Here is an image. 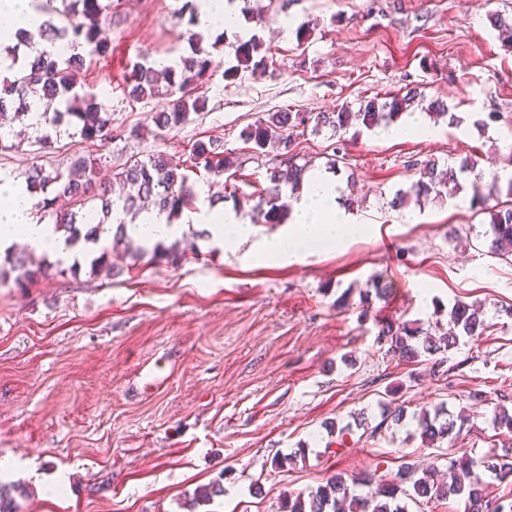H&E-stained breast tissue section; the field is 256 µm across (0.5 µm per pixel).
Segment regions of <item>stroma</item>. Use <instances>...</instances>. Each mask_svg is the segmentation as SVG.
<instances>
[{
  "instance_id": "stroma-1",
  "label": "stroma",
  "mask_w": 512,
  "mask_h": 512,
  "mask_svg": "<svg viewBox=\"0 0 512 512\" xmlns=\"http://www.w3.org/2000/svg\"><path fill=\"white\" fill-rule=\"evenodd\" d=\"M185 3L120 0L104 18L112 53L77 81L110 107L111 140L63 133L42 150L17 121L0 174L35 164L64 171L82 157L97 161L103 182L130 160L181 162L197 140L218 138L243 157L233 182L249 194L266 169L249 161L242 133L266 112L356 109L409 85L451 112L499 119L485 132L443 119L430 139L347 136L349 166L336 180L368 230L301 262L251 257L280 225L256 222L251 241L231 252L187 224L192 248L176 266L132 261L120 244L116 276L84 258L30 288L0 286V482L29 489L22 512H279L284 497L337 473L393 474L404 459L429 466L448 445L423 442L413 415L440 404L470 455L512 448V435L493 425L498 408L512 412V258L484 247L489 216L471 211L470 180L450 198L390 205L415 179L410 159L502 164L512 50L492 18L511 16L512 0H252L262 18L246 25L262 42L265 71L225 78L237 46L225 38L200 90L204 112L160 131L149 116L168 98L131 103L123 88L138 56L189 54ZM372 278L385 297L365 312L355 299L337 309V297ZM459 300L481 303L493 330L459 337L440 367L378 345L380 324L444 321ZM390 401L406 404L405 424L383 422ZM215 481L223 496L193 505L194 491Z\"/></svg>"
}]
</instances>
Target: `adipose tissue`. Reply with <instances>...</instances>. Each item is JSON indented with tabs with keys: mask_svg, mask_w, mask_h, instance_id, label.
Wrapping results in <instances>:
<instances>
[{
	"mask_svg": "<svg viewBox=\"0 0 512 512\" xmlns=\"http://www.w3.org/2000/svg\"><path fill=\"white\" fill-rule=\"evenodd\" d=\"M198 27L209 32H231L246 37L240 25L235 0H198ZM43 18L31 0H0V43L16 42L19 32H37ZM336 180L321 171L308 173L301 193L292 204L290 221L277 236L258 243L256 255L282 264L302 261L319 245L339 247L349 238L363 234L364 225L354 223L340 206ZM211 240L232 250L245 242L252 228L230 206L214 205L206 219ZM21 241L36 252L48 253L64 262H73L77 251L66 244L54 225L39 221L34 202L25 185H0V251Z\"/></svg>",
	"mask_w": 512,
	"mask_h": 512,
	"instance_id": "obj_1",
	"label": "adipose tissue"
}]
</instances>
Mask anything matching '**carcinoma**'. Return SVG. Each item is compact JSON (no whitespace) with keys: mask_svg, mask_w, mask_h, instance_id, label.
<instances>
[{"mask_svg":"<svg viewBox=\"0 0 512 512\" xmlns=\"http://www.w3.org/2000/svg\"><path fill=\"white\" fill-rule=\"evenodd\" d=\"M34 6L43 13L55 14L56 20H47L35 35H21L14 45L0 44V55L4 53L11 60L7 66L10 75L0 79V151L8 148L7 119L29 117L36 102L45 98L59 101L61 109L42 113L43 123L35 128V145L48 146L52 134L60 132L63 126L74 127L85 141H107L112 132V113L94 95L75 90L73 72L83 68L88 60L112 54L110 44L101 34L103 12L110 5L102 0H34ZM185 10L192 26L187 36L191 53L181 57L180 68L161 73L155 68V60L148 56L140 58L130 63L124 87L126 98L132 103L160 94L169 98V110L150 115V121L160 131L183 125L190 121L191 114L205 110L206 99L196 91L209 81L213 72L214 61L211 52L203 47L204 36L194 31L198 26L196 0H187ZM493 26L502 46L512 49V17L498 15ZM60 40L66 41L71 49L65 58L37 49L40 41L54 44ZM259 50L260 42L254 38L240 44L236 49L237 65L225 72L224 77H234L241 69L254 72L265 66V57L253 60V54ZM417 97L422 99L424 95L414 87L403 96L395 94L383 102L374 97L356 112L343 106L335 112L285 109L268 113L247 129L244 142L250 145L256 161L266 164L271 159L275 164L267 168L269 185L242 195L243 201H256L253 210L267 223L287 216L290 205L284 200L283 187L293 192L298 190L306 172V165L297 164V139L305 129L326 128L331 137L338 138L340 144L333 147V155L328 158V169L336 173L346 164L344 134L352 128L371 131L392 126L403 115L405 104ZM428 108L431 109L427 113L429 118L446 117L450 125L460 123V118L441 101L430 102ZM190 162L186 167L161 155L137 160L113 175V182L121 187L117 195L109 185L93 189L94 171L83 158L75 160L66 173L36 165L18 173L15 179H24L30 194H44L34 208L40 217L52 218L55 229L63 234L67 244L76 246L84 241L98 246L99 255L93 260L92 270L110 276L113 269L108 260L109 246L102 241L103 233L111 230L113 241H121L127 237L126 217L138 216L149 204L167 214L168 221H174L184 211L196 209L195 183L190 181L186 170L201 168L219 177L236 166V160L224 150L222 141L211 138L193 144ZM479 162L480 158L470 155L452 165H441L434 159L410 160L408 167L418 178L407 189L396 190L391 205L402 208L412 200L439 198L448 184L459 183L458 175L469 173L474 176L470 205L490 215L485 246L491 253L512 256V178L504 180L494 171L486 173L479 168ZM50 191L54 196H48ZM61 198L82 207L98 200L103 219L92 225L86 218H78L76 211L57 209L55 203ZM184 253L180 240L168 246L159 241L152 248V258L172 264ZM53 268L50 262L35 264L31 256L8 250L0 263V285L6 284L11 276L14 287L27 288L49 276ZM448 324L451 331L443 332L437 321L432 330L424 327L419 319L385 322L378 329L377 340L387 346V352L417 360L447 351L460 333L479 337L492 328L481 305L462 301L448 309ZM446 415L442 405L431 412L425 410L414 415L420 436L432 443L450 438L454 422L446 419ZM445 467L446 481L435 479L439 466L434 464L420 469L405 463L391 479L375 472L349 481L340 475L332 476L309 491L308 497L299 494L284 501L280 512H408L410 501L430 502L450 497L462 500L465 512H512V495L493 499L483 489L486 475L500 479L512 475L509 459L494 453L475 459L455 451L448 454ZM223 493L224 487L217 481L196 490L195 499L207 503Z\"/></svg>","mask_w":512,"mask_h":512,"instance_id":"1","label":"carcinoma"}]
</instances>
